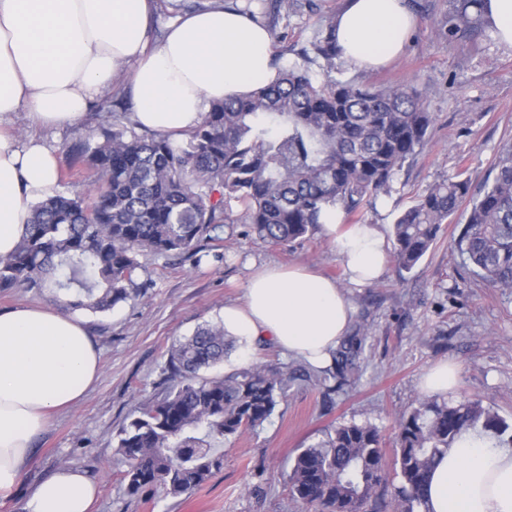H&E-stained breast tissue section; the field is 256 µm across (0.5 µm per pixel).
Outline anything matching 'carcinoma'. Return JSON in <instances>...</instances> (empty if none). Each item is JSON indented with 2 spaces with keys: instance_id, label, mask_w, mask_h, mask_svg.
<instances>
[{
  "instance_id": "obj_1",
  "label": "carcinoma",
  "mask_w": 512,
  "mask_h": 512,
  "mask_svg": "<svg viewBox=\"0 0 512 512\" xmlns=\"http://www.w3.org/2000/svg\"><path fill=\"white\" fill-rule=\"evenodd\" d=\"M487 27L483 0H454L444 36L464 42ZM312 46L332 67L334 25ZM432 125L414 88L363 86L285 66L253 94L212 104L180 143L115 123L98 137L81 132L68 175L90 172L96 199L88 204L56 194L32 206L15 250L0 256V292L51 288L68 296L64 310L101 313L145 288L138 282L140 257L195 254L225 224H250L269 244L302 239L326 208L349 216L389 193ZM469 189L457 175L398 216L394 258L401 268L409 272L419 263ZM459 249L478 276L512 290V144L492 184L472 200ZM365 341L354 335L342 342L333 379L342 384L353 373ZM230 349L222 325L200 327L169 349L173 384L138 406L119 433L129 494L154 486L173 496L192 492L223 465L214 441L259 427L273 414L288 370L249 365L201 375ZM468 432L512 446V422L480 398L418 401L399 417L390 463L377 425L339 424L325 441L297 450L292 499L315 512H425L437 457Z\"/></svg>"
}]
</instances>
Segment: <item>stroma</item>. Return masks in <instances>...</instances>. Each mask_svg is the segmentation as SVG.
<instances>
[{
    "label": "stroma",
    "instance_id": "35a3bbf8",
    "mask_svg": "<svg viewBox=\"0 0 512 512\" xmlns=\"http://www.w3.org/2000/svg\"><path fill=\"white\" fill-rule=\"evenodd\" d=\"M202 4L248 7L272 34L276 65H304L317 32L325 29L344 0H201ZM417 25L401 56L375 72H355L335 61L331 73L358 84L416 88L434 116L432 132L405 163L389 194L364 207L358 224L391 233L396 216L435 184L466 172L478 194L495 176L501 148L512 142V49L496 37L447 42L449 0H409ZM470 200L453 223L443 225L433 247L412 271L387 258L376 284L349 289L354 323L367 343L352 386L325 395L316 369L262 346L256 362L288 371V389L259 428L221 443L223 465L191 494L172 496L149 487L129 495L118 453L120 430L133 410L151 399L167 373L173 343L199 327L222 321L224 307L241 302L254 267L302 263L336 281L344 269L336 247L321 233L285 246L257 239L250 225L228 224L195 260L183 254L142 257L148 287L111 312L79 311L101 355V373L87 395L56 412L34 443L14 502L0 512H20L19 502L64 466L83 470L97 494L91 512H305L290 494L288 476L298 449L325 440L336 425L370 420L380 427L386 452H393L399 416L422 399L420 380L440 362L459 371L457 396H478L500 415L512 416V292L502 293L473 276L457 240ZM223 252V262L211 255Z\"/></svg>",
    "mask_w": 512,
    "mask_h": 512
}]
</instances>
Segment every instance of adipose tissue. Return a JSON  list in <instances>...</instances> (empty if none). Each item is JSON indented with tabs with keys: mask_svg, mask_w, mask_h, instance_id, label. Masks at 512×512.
<instances>
[{
	"mask_svg": "<svg viewBox=\"0 0 512 512\" xmlns=\"http://www.w3.org/2000/svg\"><path fill=\"white\" fill-rule=\"evenodd\" d=\"M154 0H0V256L11 253L31 206L55 195L58 156L41 138L17 137L13 116L32 125L78 124L89 106L128 73L139 127L181 137L212 102L274 82L272 36L256 20L221 6L178 18L154 41ZM415 24L408 0H346L336 45L354 70L387 66ZM320 230L336 246L348 284L370 285L384 271L379 225L346 224L327 209ZM354 319L343 286L302 264H266L251 274L239 304L224 308V333L253 359L272 342L323 370ZM99 354L80 318L35 306L0 311V506L33 461V444L54 411L98 382ZM93 482L63 467L40 483L21 512H89ZM428 512H512V448L462 435L439 456L425 490Z\"/></svg>",
	"mask_w": 512,
	"mask_h": 512,
	"instance_id": "1",
	"label": "adipose tissue"
}]
</instances>
